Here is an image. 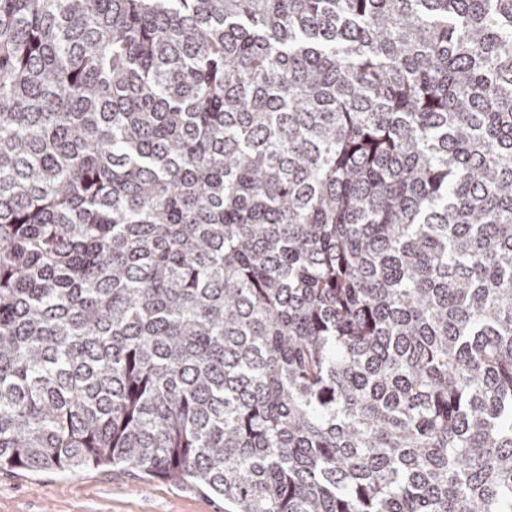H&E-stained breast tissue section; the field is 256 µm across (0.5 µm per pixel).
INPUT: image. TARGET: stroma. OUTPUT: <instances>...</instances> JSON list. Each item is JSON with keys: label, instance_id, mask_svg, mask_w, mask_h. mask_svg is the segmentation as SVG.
<instances>
[{"label": "stroma", "instance_id": "35a3bbf8", "mask_svg": "<svg viewBox=\"0 0 512 512\" xmlns=\"http://www.w3.org/2000/svg\"><path fill=\"white\" fill-rule=\"evenodd\" d=\"M0 512H224V500L189 483L108 467L77 472L4 467Z\"/></svg>", "mask_w": 512, "mask_h": 512}]
</instances>
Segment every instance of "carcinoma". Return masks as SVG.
<instances>
[{"mask_svg":"<svg viewBox=\"0 0 512 512\" xmlns=\"http://www.w3.org/2000/svg\"><path fill=\"white\" fill-rule=\"evenodd\" d=\"M0 466L512 512V0H0Z\"/></svg>","mask_w":512,"mask_h":512,"instance_id":"1","label":"carcinoma"}]
</instances>
